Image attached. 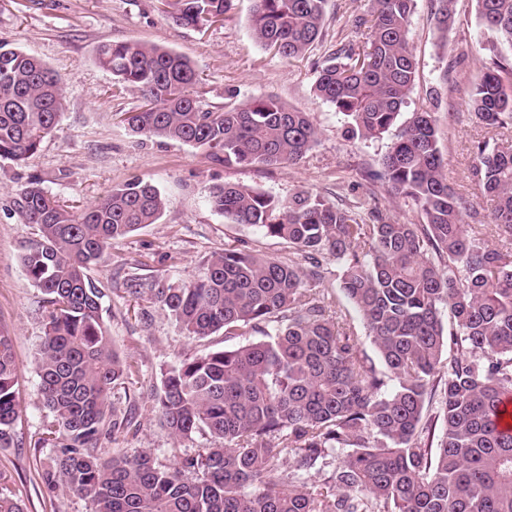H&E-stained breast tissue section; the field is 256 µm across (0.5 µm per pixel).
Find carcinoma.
<instances>
[{"label": "carcinoma", "instance_id": "cac0c4a2", "mask_svg": "<svg viewBox=\"0 0 512 512\" xmlns=\"http://www.w3.org/2000/svg\"><path fill=\"white\" fill-rule=\"evenodd\" d=\"M234 0H162L181 25L200 31ZM415 0H369L368 40L328 49L317 65L316 98L330 103L362 139L394 133L370 180L411 201L423 223L331 205L302 191L284 203L253 187L224 183L210 208L234 224L288 243L306 263L226 248L188 282L130 279L190 339H260L186 356L159 369L151 392L175 443L200 435L204 448L170 465L149 450L105 459L104 436L131 421L112 406L129 391L131 365L103 320L104 295L92 267L112 242L155 224L165 197L144 178L112 188L75 210L33 180L20 189L38 240L22 256L47 312L40 343L39 393L53 421L39 444L54 449L40 474L50 492L81 497L86 512H512V252L469 236L467 205L448 184L431 113L400 122L416 81L408 38ZM443 38L456 0H431ZM327 0H255L253 36L284 59L323 38ZM488 37L470 106L485 126L512 130V0H477ZM99 64L142 104L122 122L146 140L205 151L219 166L294 165L318 143L306 112L272 97L204 107L191 62L141 41L106 44ZM64 109L60 78L39 58L0 44V161L39 150ZM472 176L494 202L492 223L512 237V149L477 144ZM336 262L340 289L361 315L383 369L359 354L357 336L336 321L332 298L313 284ZM454 329L444 328L442 310ZM397 384L387 389L388 381ZM13 337L0 326V448H22ZM442 410L440 436L426 416ZM278 439L272 444V439ZM322 486L299 477L323 471ZM0 512H24L5 492Z\"/></svg>", "mask_w": 512, "mask_h": 512}]
</instances>
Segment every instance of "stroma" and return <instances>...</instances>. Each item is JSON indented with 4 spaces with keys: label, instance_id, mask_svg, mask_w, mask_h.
Masks as SVG:
<instances>
[{
    "label": "stroma",
    "instance_id": "stroma-1",
    "mask_svg": "<svg viewBox=\"0 0 512 512\" xmlns=\"http://www.w3.org/2000/svg\"><path fill=\"white\" fill-rule=\"evenodd\" d=\"M253 0H235L232 10L210 29L200 31L175 24L162 13L159 0H0V43L40 57L61 79L65 103L60 125L25 163H0V326L14 339L18 365V429L25 445L0 449V472L26 512H85L83 501L64 490L47 493L39 479L51 449L36 441L52 416L38 392L39 348L45 314L42 295L28 278L21 256L37 238L19 206V190L39 178L60 203L86 206L132 177L151 180L166 198L160 221L112 245L106 263L90 275L105 292L103 317L116 351L132 366L139 386L133 396L115 391L116 408L136 407V430L101 441L104 457L151 449L159 464L169 465L178 450L151 410L147 389L162 364L178 357L223 346L216 334L203 340L186 338L149 301H134L123 280L136 272L162 282L189 281L202 261L224 248L245 245L260 254L288 259L283 241L255 227L232 224L211 210L210 187L234 182L257 188L282 201L299 191L320 195L335 205L359 204L380 208L404 223L420 216L404 200L366 177L379 168L393 137L350 138L347 123L331 104L312 91L316 64L330 45L365 41L366 30L355 19L366 13L365 0H328L322 45L302 59L286 60L266 50L253 37L249 16ZM459 25L442 37L433 19L430 0H416L409 23V42L417 61L416 85L403 109L433 113L439 147L448 162V183L469 206L472 236L502 250L512 240L500 235L491 221L492 204L480 194L470 169L477 142L512 143V132L477 123L468 102L479 74L487 37L476 0H457ZM138 40L188 58L198 74L196 90L205 106L224 103L225 89L239 99L272 96L288 108L310 113L319 142L299 164L263 168H224L209 163L197 148L173 142L141 141L116 120V112H132L138 94L116 93L111 72L100 66L102 45ZM150 321H143L141 311Z\"/></svg>",
    "mask_w": 512,
    "mask_h": 512
}]
</instances>
